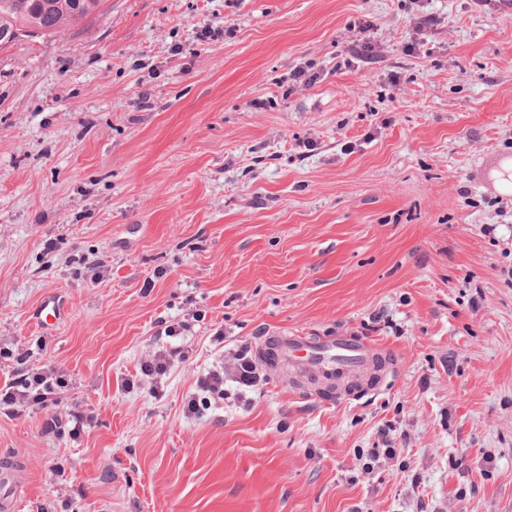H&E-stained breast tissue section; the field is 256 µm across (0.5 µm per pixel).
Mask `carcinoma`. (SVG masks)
I'll return each mask as SVG.
<instances>
[{
    "label": "carcinoma",
    "instance_id": "carcinoma-1",
    "mask_svg": "<svg viewBox=\"0 0 512 512\" xmlns=\"http://www.w3.org/2000/svg\"><path fill=\"white\" fill-rule=\"evenodd\" d=\"M104 0H0V31L36 26L44 36L58 33L84 23L97 13Z\"/></svg>",
    "mask_w": 512,
    "mask_h": 512
}]
</instances>
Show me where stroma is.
Here are the masks:
<instances>
[{"label": "stroma", "instance_id": "obj_1", "mask_svg": "<svg viewBox=\"0 0 512 512\" xmlns=\"http://www.w3.org/2000/svg\"><path fill=\"white\" fill-rule=\"evenodd\" d=\"M511 177L503 0H105L1 48L0 384L64 368L94 416L0 412L18 512H61L58 464L74 512H512ZM187 314L162 392L124 390ZM288 333L391 362L344 401L264 365L185 417ZM248 354L249 349L246 346H241L231 353L232 362L227 376L242 386L255 387L260 382V374L256 363ZM224 374V355L222 353L219 359L208 368L206 373L198 377L196 391L188 401L186 418L193 419L199 417L198 398L200 395H204L202 398L206 400L209 397L224 400L226 394L224 389ZM93 415L81 411L63 409L61 412H55L45 422V430L59 437L68 435L72 439H77L84 432V429L93 421Z\"/></svg>", "mask_w": 512, "mask_h": 512}]
</instances>
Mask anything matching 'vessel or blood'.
I'll use <instances>...</instances> for the list:
<instances>
[{"label": "vessel or blood", "instance_id": "vessel-or-blood-1", "mask_svg": "<svg viewBox=\"0 0 512 512\" xmlns=\"http://www.w3.org/2000/svg\"><path fill=\"white\" fill-rule=\"evenodd\" d=\"M277 353L289 365L323 376L376 365L374 345L355 336L314 338L301 334L277 337Z\"/></svg>", "mask_w": 512, "mask_h": 512}]
</instances>
